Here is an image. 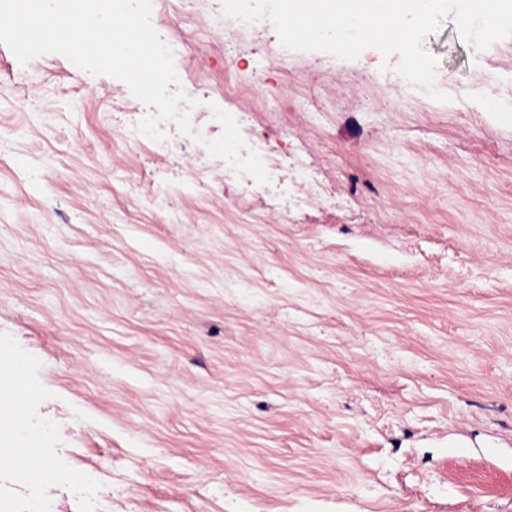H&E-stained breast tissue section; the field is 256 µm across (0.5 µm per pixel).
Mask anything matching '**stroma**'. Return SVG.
<instances>
[{"label":"stroma","instance_id":"1","mask_svg":"<svg viewBox=\"0 0 512 512\" xmlns=\"http://www.w3.org/2000/svg\"><path fill=\"white\" fill-rule=\"evenodd\" d=\"M181 89L277 154L273 185L129 140L128 86L0 44V345L23 418L112 512H512V37L430 34L433 100L369 49L284 48L168 0ZM327 203L289 211L308 182Z\"/></svg>","mask_w":512,"mask_h":512}]
</instances>
